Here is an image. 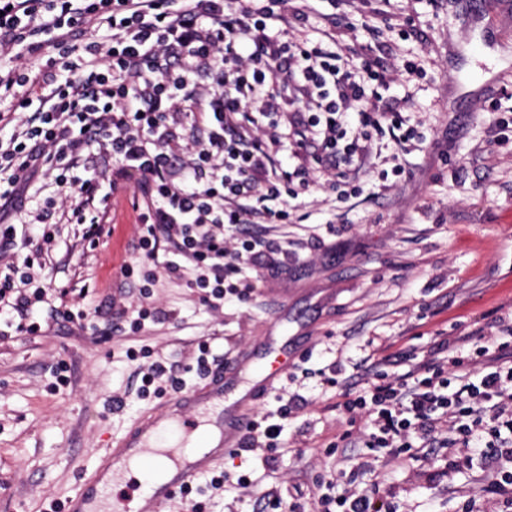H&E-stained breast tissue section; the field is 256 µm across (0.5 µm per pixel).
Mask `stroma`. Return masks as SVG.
I'll return each instance as SVG.
<instances>
[{
	"instance_id": "35a3bbf8",
	"label": "stroma",
	"mask_w": 512,
	"mask_h": 512,
	"mask_svg": "<svg viewBox=\"0 0 512 512\" xmlns=\"http://www.w3.org/2000/svg\"><path fill=\"white\" fill-rule=\"evenodd\" d=\"M352 15L377 24L421 21L419 34L392 37L380 57L395 82L385 102L404 92L421 139L404 156L406 178L362 176L360 192L335 205L316 187L299 197L284 224L247 225L278 250L274 269L244 303L211 306L187 277L168 272L167 252L139 264L132 278L119 267L135 261L139 236L130 200L114 207L110 238L84 245L81 228L58 224L54 249L34 272L44 285L70 290L68 309H88L80 322L33 314L34 335H2L0 320V512L62 507L91 469L94 451L121 435L158 402L142 394L150 362L173 364L183 390L202 387L194 371L199 343L219 360L287 357V374L250 410L282 425L278 444L236 451L219 468L228 480L212 492L208 477L177 494L165 512H263L272 488L298 486L301 512H314L318 483H380V495L401 512H507L492 472L465 448L448 460L424 459L416 448L388 458L362 449L344 473L328 445L348 430L337 408L342 387L359 390L367 372L401 374L380 361L381 349L403 365L428 355L445 338L482 331L493 338L512 319V0H352ZM422 72L405 81V62ZM152 273L145 285L144 273ZM158 313L140 331H117L120 310ZM65 368L68 381L54 386ZM337 371L336 383L326 374ZM300 396L281 416L283 399ZM254 484L241 489L240 475Z\"/></svg>"
}]
</instances>
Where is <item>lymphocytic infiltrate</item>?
Wrapping results in <instances>:
<instances>
[{"mask_svg":"<svg viewBox=\"0 0 512 512\" xmlns=\"http://www.w3.org/2000/svg\"><path fill=\"white\" fill-rule=\"evenodd\" d=\"M307 17L295 0H0V253L25 249L20 276L0 277V312L27 314L34 260L51 251L27 194L44 174L65 201L58 221L97 242L109 201L137 177L142 258L174 254L170 272L218 305L261 288L263 241L226 229L284 224L292 202L326 181L338 202L359 191L374 146L391 144L392 173L420 134L411 101L380 103L389 87L373 45L404 25H365L368 43L342 52L334 32L289 36ZM299 163L284 167L280 148ZM36 228L18 238L17 225ZM497 348L471 345L486 371L459 354L377 374L336 403L366 413L370 448H511L512 322ZM317 512H384L375 488L326 491Z\"/></svg>","mask_w":512,"mask_h":512,"instance_id":"1","label":"lymphocytic infiltrate"}]
</instances>
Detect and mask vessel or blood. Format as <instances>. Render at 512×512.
Segmentation results:
<instances>
[{"label":"vessel or blood","instance_id":"vessel-or-blood-1","mask_svg":"<svg viewBox=\"0 0 512 512\" xmlns=\"http://www.w3.org/2000/svg\"><path fill=\"white\" fill-rule=\"evenodd\" d=\"M250 369L247 357L231 359L212 370L205 387L166 398L142 413L121 437L100 451L93 471L69 497L64 512H133L128 507L129 497L114 493L113 488L117 466L134 461L163 470L134 512H162L177 492L212 471L218 460L240 447L254 421L247 401L256 392L273 388L287 364L277 359L268 361L246 388L242 381ZM166 426L188 436H201V450L159 447L157 437Z\"/></svg>","mask_w":512,"mask_h":512}]
</instances>
